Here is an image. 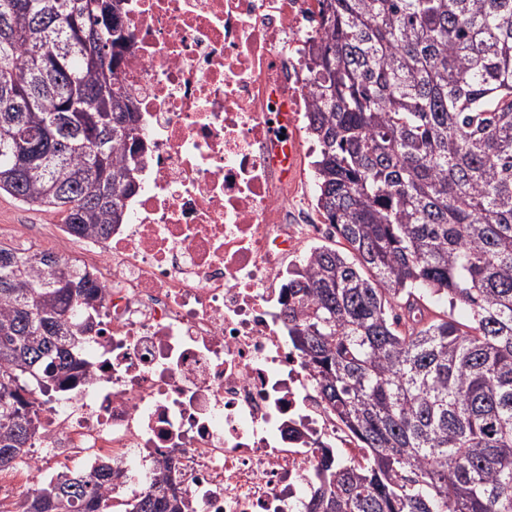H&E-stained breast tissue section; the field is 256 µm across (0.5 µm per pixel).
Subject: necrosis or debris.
Instances as JSON below:
<instances>
[{"label": "necrosis or debris", "mask_w": 512, "mask_h": 512, "mask_svg": "<svg viewBox=\"0 0 512 512\" xmlns=\"http://www.w3.org/2000/svg\"><path fill=\"white\" fill-rule=\"evenodd\" d=\"M318 0H124L118 78L144 167L111 236L81 241L103 288L85 370L33 395L40 436L0 501L112 462L109 504L167 469L182 512H304L323 447L363 451L288 344L284 285L312 210L306 161Z\"/></svg>", "instance_id": "obj_1"}]
</instances>
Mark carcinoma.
Wrapping results in <instances>:
<instances>
[{"label":"carcinoma","mask_w":512,"mask_h":512,"mask_svg":"<svg viewBox=\"0 0 512 512\" xmlns=\"http://www.w3.org/2000/svg\"><path fill=\"white\" fill-rule=\"evenodd\" d=\"M0 0V191L76 237L128 223L137 107L122 0ZM308 134L322 244L288 279V341L367 450H322L306 512H512V0H320ZM98 282L0 242V470L37 436L31 385L83 368ZM463 320L454 317L456 307ZM112 467L25 512H107ZM127 512H180L159 473Z\"/></svg>","instance_id":"cac0c4a2"}]
</instances>
